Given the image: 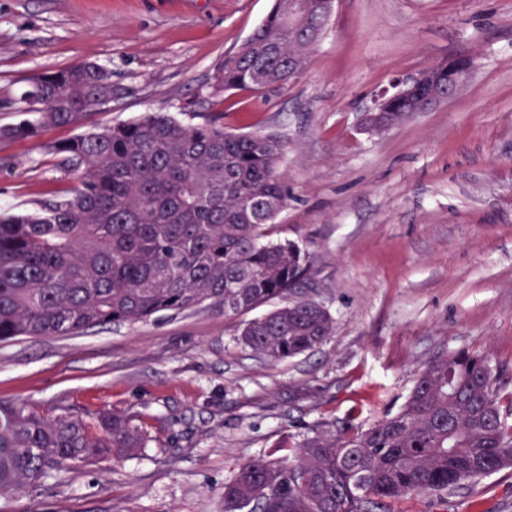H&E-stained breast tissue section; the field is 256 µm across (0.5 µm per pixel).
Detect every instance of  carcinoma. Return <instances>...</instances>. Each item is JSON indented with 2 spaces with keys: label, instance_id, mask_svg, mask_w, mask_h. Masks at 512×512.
<instances>
[{
  "label": "carcinoma",
  "instance_id": "carcinoma-1",
  "mask_svg": "<svg viewBox=\"0 0 512 512\" xmlns=\"http://www.w3.org/2000/svg\"><path fill=\"white\" fill-rule=\"evenodd\" d=\"M288 29V0L218 61L212 94L281 89L304 72L328 15ZM112 103V69L82 62L33 79L19 122L0 140L46 127L79 126ZM76 173L67 193L0 212V342L77 335L145 322L202 305L224 315L272 300L247 322L240 343L279 362L312 351L334 330L308 287L309 256L270 241L288 205L280 169L286 143L273 133L224 130V113L185 123L147 112L130 124L94 128L47 145ZM363 405L311 429L290 459L259 456L224 482V512H393L418 493L444 499L512 467V378L478 353L427 363L400 408L363 427ZM150 438L108 411L94 421L69 406L51 415L0 403V495L63 471L122 460Z\"/></svg>",
  "mask_w": 512,
  "mask_h": 512
}]
</instances>
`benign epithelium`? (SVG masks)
I'll use <instances>...</instances> for the list:
<instances>
[{
    "mask_svg": "<svg viewBox=\"0 0 512 512\" xmlns=\"http://www.w3.org/2000/svg\"><path fill=\"white\" fill-rule=\"evenodd\" d=\"M474 67L466 58H455L438 63L407 80L394 83V89L384 90L376 103L364 113L362 126L380 131L388 125L379 120L380 113L388 111L389 103L400 99L406 103L402 115L424 112L435 103L452 96L461 86L473 80Z\"/></svg>",
    "mask_w": 512,
    "mask_h": 512,
    "instance_id": "1",
    "label": "benign epithelium"
}]
</instances>
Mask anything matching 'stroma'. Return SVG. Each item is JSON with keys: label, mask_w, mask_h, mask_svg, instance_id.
<instances>
[{"label": "stroma", "mask_w": 512, "mask_h": 512, "mask_svg": "<svg viewBox=\"0 0 512 512\" xmlns=\"http://www.w3.org/2000/svg\"><path fill=\"white\" fill-rule=\"evenodd\" d=\"M271 6L0 0V98L95 61L112 70V102L89 127L220 112L230 132L282 137L289 198L274 236L308 253L307 294L335 321L323 345L279 363L238 343L251 313L208 306L0 345V402L124 413L154 437L133 458L1 496L0 512H224L238 463L288 457L309 427L358 404L366 424L396 411L439 356L483 353L512 374V0H337L287 88L212 96L213 65ZM461 55L471 83L383 133L361 130L393 79ZM77 132L0 141V205L72 188L42 145ZM394 512H512V468Z\"/></svg>", "instance_id": "obj_1"}]
</instances>
